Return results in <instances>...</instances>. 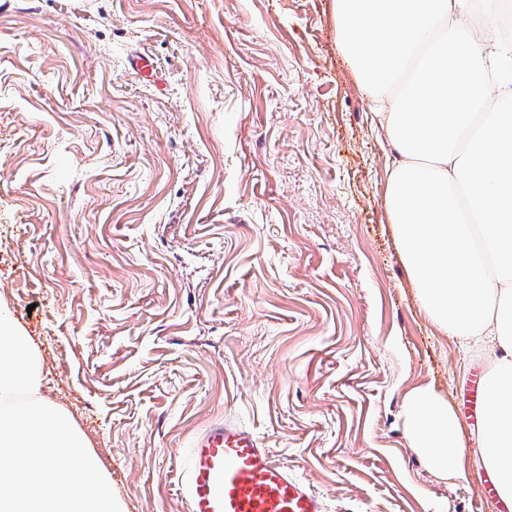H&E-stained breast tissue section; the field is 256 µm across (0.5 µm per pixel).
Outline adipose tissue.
<instances>
[{"label": "adipose tissue", "mask_w": 512, "mask_h": 512, "mask_svg": "<svg viewBox=\"0 0 512 512\" xmlns=\"http://www.w3.org/2000/svg\"><path fill=\"white\" fill-rule=\"evenodd\" d=\"M505 0H333L336 37L394 148L384 206L420 308L500 352L483 392V465L512 498V39ZM398 95H390L391 85ZM479 126L476 150L462 135ZM404 434L436 473L466 478L464 426L432 385L403 399Z\"/></svg>", "instance_id": "adipose-tissue-1"}]
</instances>
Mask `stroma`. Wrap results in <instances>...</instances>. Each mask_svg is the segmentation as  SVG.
<instances>
[{
	"instance_id": "1",
	"label": "stroma",
	"mask_w": 512,
	"mask_h": 512,
	"mask_svg": "<svg viewBox=\"0 0 512 512\" xmlns=\"http://www.w3.org/2000/svg\"><path fill=\"white\" fill-rule=\"evenodd\" d=\"M370 107L332 0H0V299L123 512H186L185 451L224 418L328 512H478L402 403H457L491 353L408 286Z\"/></svg>"
}]
</instances>
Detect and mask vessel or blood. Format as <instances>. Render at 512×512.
<instances>
[{
	"mask_svg": "<svg viewBox=\"0 0 512 512\" xmlns=\"http://www.w3.org/2000/svg\"><path fill=\"white\" fill-rule=\"evenodd\" d=\"M483 368H476L460 399L470 427L483 417ZM186 512H327L324 497L288 466L275 463L247 426L211 422L191 443L180 475Z\"/></svg>",
	"mask_w": 512,
	"mask_h": 512,
	"instance_id": "b4317fda",
	"label": "vessel or blood"
}]
</instances>
